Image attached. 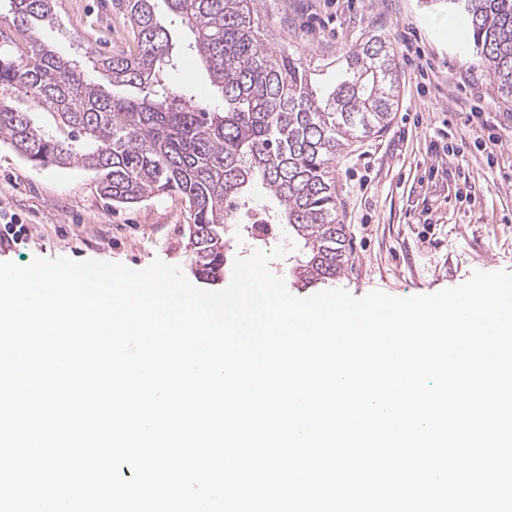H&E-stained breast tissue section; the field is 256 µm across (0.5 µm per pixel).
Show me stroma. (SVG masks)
<instances>
[{
    "label": "stroma",
    "mask_w": 512,
    "mask_h": 512,
    "mask_svg": "<svg viewBox=\"0 0 512 512\" xmlns=\"http://www.w3.org/2000/svg\"><path fill=\"white\" fill-rule=\"evenodd\" d=\"M253 7L263 40L300 55L314 82L334 78L343 53L368 32L397 56L399 102L390 123L334 163L338 221L349 240L348 269L336 288L356 297L375 289L409 297L459 286L476 271H512V99L501 97L460 34H449L444 0H254ZM156 13L181 56L167 80L209 111L222 109L188 47L190 31L173 21L164 0ZM40 36L65 57L128 44L106 0H62L58 24L43 26ZM477 131L495 143L475 147ZM449 149L457 155L447 160ZM12 218L29 234L0 250V261L188 267L190 219L180 196L116 206L82 168L37 166L4 144L0 219Z\"/></svg>",
    "instance_id": "obj_1"
}]
</instances>
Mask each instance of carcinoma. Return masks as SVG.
<instances>
[{"label":"carcinoma","instance_id":"carcinoma-1","mask_svg":"<svg viewBox=\"0 0 512 512\" xmlns=\"http://www.w3.org/2000/svg\"><path fill=\"white\" fill-rule=\"evenodd\" d=\"M155 0H112L135 48L86 61L64 58L38 25L58 18L59 0H0L12 17L0 27V142L40 166L94 174L116 204L178 194L188 205V259L199 278L224 275L229 242L250 238L237 223L259 184L277 205L255 223L283 224L303 243L291 276L305 285L333 280L347 266L329 164L351 140L381 132L399 94L394 50L368 35L344 55L342 77L313 87L299 56L277 53L255 31L251 0H165L194 37L195 52L224 111L177 96L158 78L174 68L169 32ZM462 36L512 98V0H448ZM145 91L118 96L89 77Z\"/></svg>","mask_w":512,"mask_h":512}]
</instances>
